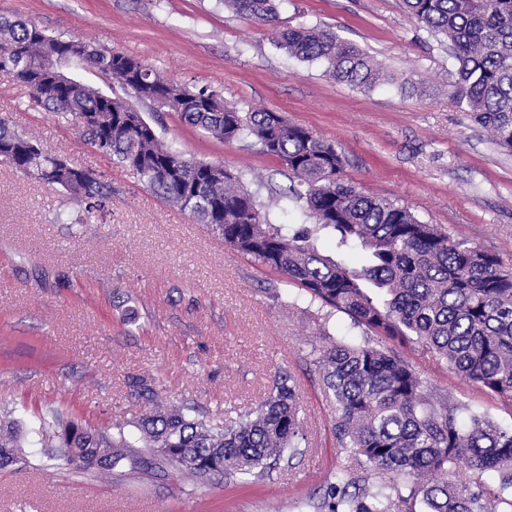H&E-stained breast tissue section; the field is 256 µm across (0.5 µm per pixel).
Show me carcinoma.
Instances as JSON below:
<instances>
[{
  "label": "carcinoma",
  "instance_id": "carcinoma-1",
  "mask_svg": "<svg viewBox=\"0 0 512 512\" xmlns=\"http://www.w3.org/2000/svg\"><path fill=\"white\" fill-rule=\"evenodd\" d=\"M279 0H224L247 21H276ZM410 16L448 41L454 60L450 95L512 151V0H403ZM277 44L303 61L320 62L338 82L374 88L392 80L380 64L321 28L274 30ZM68 66L108 72L136 88L152 113L180 119L221 142L252 138L296 184L280 201H304L313 220L285 228L221 162L197 161L162 142L153 123H129L135 110L112 86L94 88ZM0 75L27 87L48 111L73 122L82 137L163 202L188 212L224 245L277 273L284 288L346 315L366 335L333 339L316 367L336 403L334 432L355 464L338 469L314 512H512V428L448 400L422 379L396 345L413 344L463 379L512 400V268L494 252L455 239L395 200L362 192L343 177L335 146L271 110L242 112L209 87L178 86L153 67L79 38L46 34L0 16ZM0 161L60 188L86 219L103 212L108 184L54 156L0 118ZM327 233L335 251L319 249ZM364 262L341 258L349 247ZM151 409L132 436L122 425L102 430L57 409L24 430L0 424V452L35 435L46 454L77 471L110 472L122 463L149 471L173 464L185 477L259 478L303 455V418L293 381L278 377L254 409L228 424L207 423L147 384ZM495 488L474 491L448 480L458 461Z\"/></svg>",
  "mask_w": 512,
  "mask_h": 512
}]
</instances>
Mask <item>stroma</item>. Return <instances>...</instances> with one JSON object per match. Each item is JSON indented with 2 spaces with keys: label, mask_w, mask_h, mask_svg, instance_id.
<instances>
[{
  "label": "stroma",
  "mask_w": 512,
  "mask_h": 512,
  "mask_svg": "<svg viewBox=\"0 0 512 512\" xmlns=\"http://www.w3.org/2000/svg\"><path fill=\"white\" fill-rule=\"evenodd\" d=\"M0 14L51 35L80 37L156 67L170 81L209 85L241 111L267 109L332 142L344 177L405 205L424 222L512 264V153L497 147L448 94V46L402 0H282L281 28L336 32L396 80L372 89L337 82L288 55L267 27L221 0H0ZM422 91H414L412 83ZM0 117L54 154L101 175L107 215L76 223L80 207L57 187L0 164V421H37L50 409L75 420L134 425L150 405L135 381L211 423L266 396L276 375L296 385L304 454L245 484L200 483L173 470L76 473L48 468L39 449L0 466V512H297L351 460L333 431L335 404L315 367L347 316L274 297L276 276L226 247L189 213L164 204L0 77ZM188 157L223 162L257 203L288 186L254 140L224 143L176 115L158 130ZM449 400L512 426V401L461 379L421 349L403 350Z\"/></svg>",
  "instance_id": "stroma-1"
}]
</instances>
